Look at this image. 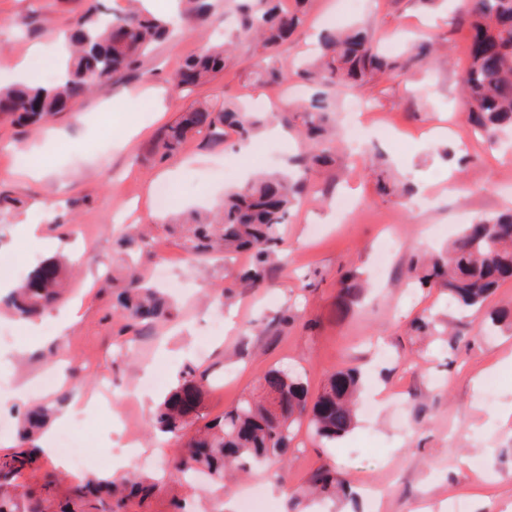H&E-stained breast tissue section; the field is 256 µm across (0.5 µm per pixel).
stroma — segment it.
Instances as JSON below:
<instances>
[{
	"label": "stroma",
	"instance_id": "35a3bbf8",
	"mask_svg": "<svg viewBox=\"0 0 512 512\" xmlns=\"http://www.w3.org/2000/svg\"><path fill=\"white\" fill-rule=\"evenodd\" d=\"M84 2L0 0V57L56 64L61 36ZM211 3L204 28L176 27L141 71L103 85L77 111L59 115L44 131L0 120V194L22 203L18 210L0 212V255L13 260L17 276H26L49 253L19 234L18 225H51L55 211L70 206L74 223L53 228L52 234L57 252L74 257L77 265L59 311L76 314L62 340L68 359L57 362L45 350L22 364L17 352L28 343V333L1 310L0 329L10 338L0 349L9 351L10 358L0 365V387L30 383L39 371L63 366L66 376L83 380L94 404L73 420L55 422L53 430L88 443V474L108 472L122 455L135 471L154 477L167 470L177 445L155 440L148 414L186 368L203 379L202 409L194 422L199 428L232 409L269 368L298 370L314 396L327 373L357 367L371 375L374 387L399 389L398 400L377 404L334 448L319 445L308 426L300 425L285 468L287 488L306 485L317 469L330 465L352 485L361 479L386 483L384 512H417L424 502L433 504L435 512H452L460 499L467 512H496L512 501V436L500 419L512 401V330L483 333L482 313L450 310L446 289L413 287L409 273L413 259L446 248L471 218L512 205V188L504 186L512 148L481 139L465 147L453 136L430 133L433 126L461 117L457 91L467 63L464 32L451 27L441 12L424 11L418 0H361L354 18L375 38L407 46L430 37L440 47V58L432 69L340 92V103L363 100L396 120L394 138L379 143L385 164L379 169L345 153L335 166L310 173L302 206L281 227L269 280L255 287L238 279L248 255L231 261L189 259L153 203L155 186L166 182L174 190V210L211 206L253 173L294 169L310 148L292 130L284 140L257 136L242 156L229 133L218 143L193 138L181 154L163 163L148 159L153 137L196 102L262 98L278 112L299 94L292 76L279 85L254 82L249 74L252 47L235 35L238 13L225 10L224 0ZM332 16L344 18L342 0H309L306 26L297 40L279 47L280 60L288 65L304 55ZM222 36L235 42L233 67L190 93L167 83V75L187 56ZM450 151L456 161H448ZM33 163L47 170L46 179L26 175ZM59 171L64 179H56ZM382 174L425 185L426 204L415 208L410 201L379 195L376 183ZM452 179L460 186L455 195L448 192ZM340 193L364 207L357 219L344 224L337 223L333 209ZM128 221L145 225L151 237V247L139 258L142 274L150 278L165 267L169 280L188 293L174 299L167 322L151 327L127 325L112 310V294L124 275L117 240ZM389 235L396 238V250L380 269L375 254ZM345 274L366 281L368 290L361 304L341 314L337 282ZM226 287L234 294L229 304L220 299ZM286 310L294 320L283 326L279 318ZM427 312L451 324L445 340L411 331V322ZM230 317L235 328L215 334L213 322ZM156 369L163 375L152 389L123 407L103 398L102 379L131 391ZM489 371L499 377L491 392L482 383ZM128 426L139 433L141 448H127ZM143 448L154 451L153 465L137 463ZM458 456L480 459L481 469L455 468ZM266 486L259 469L225 488L169 481L152 499L130 503L126 512H171L174 498L185 512H224L225 499L238 498L242 488Z\"/></svg>",
	"mask_w": 512,
	"mask_h": 512
}]
</instances>
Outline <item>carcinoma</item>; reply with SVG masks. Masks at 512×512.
<instances>
[{
	"instance_id": "cac0c4a2",
	"label": "carcinoma",
	"mask_w": 512,
	"mask_h": 512,
	"mask_svg": "<svg viewBox=\"0 0 512 512\" xmlns=\"http://www.w3.org/2000/svg\"><path fill=\"white\" fill-rule=\"evenodd\" d=\"M282 0H245L241 12L240 35L254 45L252 67L257 81L278 84L287 68L277 57V48L305 22L298 10H285ZM181 14L199 25L209 16L210 0H179ZM450 24L468 32V59L460 80V93L468 112L469 124L487 142L512 130V0H464ZM172 34L171 22L164 16L144 14L131 8L122 14L106 13L91 4L76 20L62 64L61 78L52 85L34 81L0 84V115L13 125L41 128L60 112L69 110L94 89L110 81H120L142 68L154 45ZM232 41L216 43L203 52L187 57L168 77L178 90L190 91L224 72L232 58ZM439 47L422 41L399 56L382 53L372 37L355 27L329 28L320 37L318 53L296 67L294 74L315 87L309 101L293 112L275 114L281 123L302 129L315 142L317 151L298 160L306 170L334 162L331 154L336 135L337 88L363 86L380 76L435 64ZM264 119L226 102L217 108L199 105L179 114L152 141L149 155L164 162L179 155L195 136L217 138L229 129L238 140H252ZM307 188L306 180L279 173H263L237 190L224 194L214 210L192 211L170 220L186 253L193 257L210 252L251 253L252 263L244 279L254 285L265 282L271 265L272 244L285 216L296 206ZM378 192L400 198L410 192L405 184L389 183L381 177ZM128 255H135L150 242L137 227L122 239ZM68 261L49 258L34 267L7 297L14 315L28 319L53 306L65 290ZM411 271L421 284L438 283L448 291L451 305L459 309H479L487 298L512 277V211L478 219L464 226L448 244L443 255L413 262ZM125 288L117 298L118 314L130 321L149 325L170 312L164 293L149 285L136 266L125 268ZM363 288L355 280L339 289L342 304L358 302ZM512 328V310L503 308L488 315L486 328ZM361 372L355 367L331 372L322 390L309 399L301 375L283 367L267 370L260 393L241 400L219 420L197 430L183 443L173 461L171 476L181 477L205 470L224 479L232 466L277 465L288 457L296 437V427L308 418L314 437L334 443L357 425V398ZM202 388L194 369L182 375L163 399L151 410V427L172 438L181 439L189 419L200 406ZM67 401L60 395L34 409H26L19 420L20 444L17 450L0 457V486H9L31 467L37 451L35 436L51 421ZM50 479L39 491L0 496V512H123L132 498L146 499L158 484L146 477L131 475L121 480L86 476L72 483L60 509L43 507L51 496ZM346 493L342 480L328 469L315 472L311 482L291 493L290 499ZM90 496L97 505L89 510L84 502Z\"/></svg>"
}]
</instances>
